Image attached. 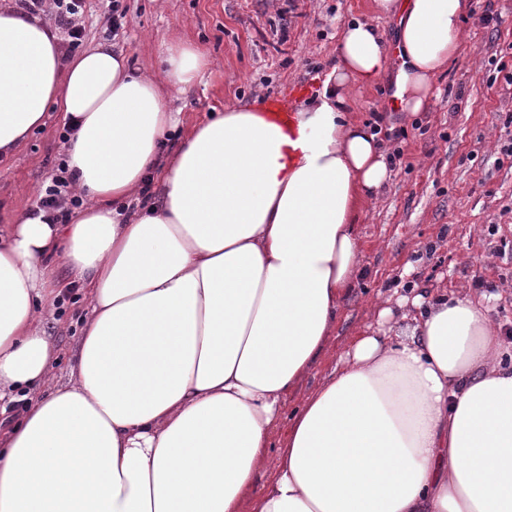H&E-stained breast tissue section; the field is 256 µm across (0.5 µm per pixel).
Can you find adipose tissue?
Listing matches in <instances>:
<instances>
[{
    "label": "adipose tissue",
    "mask_w": 512,
    "mask_h": 512,
    "mask_svg": "<svg viewBox=\"0 0 512 512\" xmlns=\"http://www.w3.org/2000/svg\"><path fill=\"white\" fill-rule=\"evenodd\" d=\"M470 7L373 0L396 45L344 25L288 127L233 103L183 131L168 96L209 71L198 44L164 43L155 75L105 43L66 61L47 24L0 5V156L57 110L83 200L66 224L30 211L0 227V400L34 392L0 430V512H512V348L469 289L376 298L298 393L391 174L348 89L395 51V103L426 111ZM67 287L91 314L59 384L44 311Z\"/></svg>",
    "instance_id": "1"
}]
</instances>
